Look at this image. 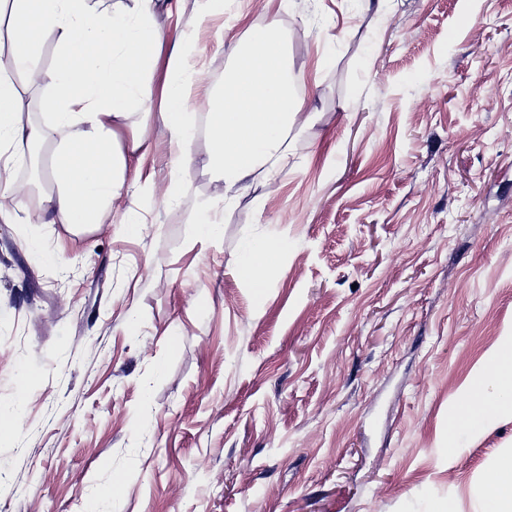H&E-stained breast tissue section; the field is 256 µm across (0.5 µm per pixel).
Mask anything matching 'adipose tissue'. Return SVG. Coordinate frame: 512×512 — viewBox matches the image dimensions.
Listing matches in <instances>:
<instances>
[{"label": "adipose tissue", "mask_w": 512, "mask_h": 512, "mask_svg": "<svg viewBox=\"0 0 512 512\" xmlns=\"http://www.w3.org/2000/svg\"><path fill=\"white\" fill-rule=\"evenodd\" d=\"M198 18L190 21L182 43L164 52L165 36L155 22L159 0H123L112 12L100 0H0L8 8L10 41L0 58V196L20 210L37 207L49 223L82 231L98 224L125 185L130 153L140 149L146 124L123 142L115 125L130 109L159 106L166 117L173 150L168 197L180 190L183 169L193 163L192 144L204 132L208 150L204 167L218 184V204L203 205L194 236L211 241L223 232V209L232 205L256 177L275 175L288 153V132L305 110L295 90L297 76L288 57V41L277 18L252 28L232 50L222 88L210 103L205 128H198L192 86L197 73L195 35L204 19L223 12L224 0H200ZM54 37L58 60L41 64V47ZM164 67L168 79L152 96L149 75ZM49 88L44 101L48 119L24 124L18 104L24 92L20 78ZM43 147L39 193L18 183L13 171L34 147ZM286 243L275 236L246 239L236 257L242 275L263 286L271 264ZM490 390L460 414L488 421L512 410V362L495 356L485 370ZM494 483L485 487V512H512V454L496 464Z\"/></svg>", "instance_id": "1"}]
</instances>
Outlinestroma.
Masks as SVG:
<instances>
[{
	"instance_id": "35a3bbf8",
	"label": "stroma",
	"mask_w": 512,
	"mask_h": 512,
	"mask_svg": "<svg viewBox=\"0 0 512 512\" xmlns=\"http://www.w3.org/2000/svg\"><path fill=\"white\" fill-rule=\"evenodd\" d=\"M274 15L312 118L221 239L192 236L206 140L164 197L156 106L100 224L0 219V404L28 391L0 512H484L512 412L448 416L512 340V0H232L197 33L200 110ZM248 234L288 242L261 289Z\"/></svg>"
}]
</instances>
